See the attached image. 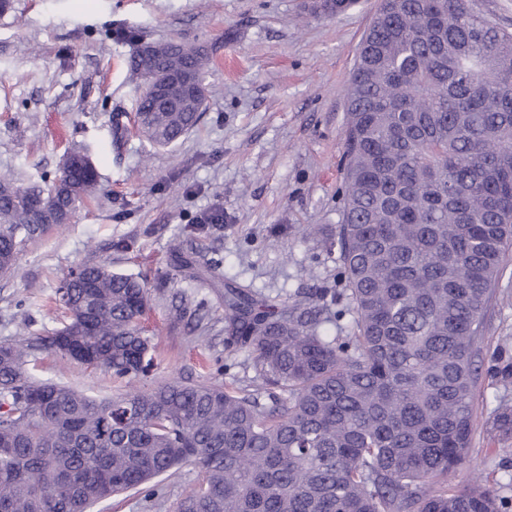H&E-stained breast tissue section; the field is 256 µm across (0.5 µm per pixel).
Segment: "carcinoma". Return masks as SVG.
<instances>
[{"label":"carcinoma","instance_id":"1","mask_svg":"<svg viewBox=\"0 0 512 512\" xmlns=\"http://www.w3.org/2000/svg\"><path fill=\"white\" fill-rule=\"evenodd\" d=\"M210 49L153 43L127 60L140 80L134 125L177 143L208 94ZM345 199L336 225L344 287L303 297L224 292L247 388H145L150 337L143 280L107 263L64 278L68 320L40 339L129 389L108 398L35 379L30 341L0 343V512H88L194 466L175 512H507L487 482L448 489L475 426L487 315L512 252V32L469 0H382L345 91ZM99 191L88 150L51 178L0 176V274ZM336 335H328V325ZM512 438V406L490 421Z\"/></svg>","mask_w":512,"mask_h":512}]
</instances>
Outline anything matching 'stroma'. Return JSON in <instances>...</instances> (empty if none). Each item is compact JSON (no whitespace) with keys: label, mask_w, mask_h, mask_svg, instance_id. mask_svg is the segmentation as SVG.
<instances>
[{"label":"stroma","mask_w":512,"mask_h":512,"mask_svg":"<svg viewBox=\"0 0 512 512\" xmlns=\"http://www.w3.org/2000/svg\"><path fill=\"white\" fill-rule=\"evenodd\" d=\"M10 2L0 12V174L38 179L69 146L86 144L103 192L27 243L14 273L0 277V343L50 335L61 316L46 304L60 281L78 264L107 263L147 283L148 384H248L247 354L225 343V286L285 297L342 285L328 245L344 186V92L380 0H356L334 16L312 12V0ZM123 30L216 48L206 107L174 146L153 148L133 127L140 86L125 66L135 44ZM212 211L221 223H203ZM180 292L198 316L173 317ZM483 355L489 366L512 363V257ZM26 368L94 398L125 389L47 349L34 350ZM503 400L512 404V385L483 376L472 445L449 486L512 477V444L487 430ZM197 481L187 465L166 480L161 500L137 492L91 512H172Z\"/></svg>","instance_id":"35a3bbf8"}]
</instances>
